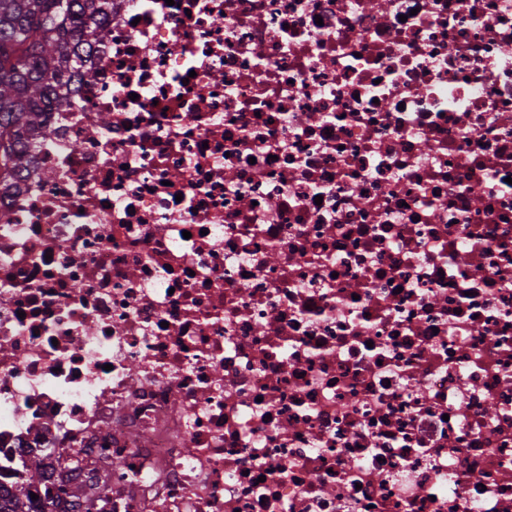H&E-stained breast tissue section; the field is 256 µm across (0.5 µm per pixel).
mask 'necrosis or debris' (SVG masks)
Masks as SVG:
<instances>
[{"label": "necrosis or debris", "mask_w": 512, "mask_h": 512, "mask_svg": "<svg viewBox=\"0 0 512 512\" xmlns=\"http://www.w3.org/2000/svg\"><path fill=\"white\" fill-rule=\"evenodd\" d=\"M93 67L0 191V487L512 512V0H112Z\"/></svg>", "instance_id": "1"}]
</instances>
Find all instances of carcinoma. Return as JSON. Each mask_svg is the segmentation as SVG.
Returning <instances> with one entry per match:
<instances>
[{"label": "carcinoma", "instance_id": "obj_1", "mask_svg": "<svg viewBox=\"0 0 512 512\" xmlns=\"http://www.w3.org/2000/svg\"><path fill=\"white\" fill-rule=\"evenodd\" d=\"M112 0H0V181L21 165L17 148L23 136L42 128L43 112L61 95L92 78L82 69L94 46L111 33ZM26 480L45 476L43 461H22ZM67 512H93L92 485H69ZM0 512H32L21 494L0 493Z\"/></svg>", "mask_w": 512, "mask_h": 512}]
</instances>
